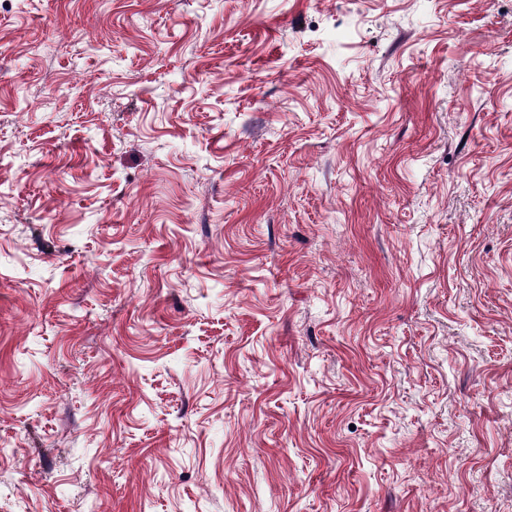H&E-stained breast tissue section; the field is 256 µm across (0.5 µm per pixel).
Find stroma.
I'll return each instance as SVG.
<instances>
[{
    "label": "stroma",
    "instance_id": "stroma-1",
    "mask_svg": "<svg viewBox=\"0 0 512 512\" xmlns=\"http://www.w3.org/2000/svg\"><path fill=\"white\" fill-rule=\"evenodd\" d=\"M0 512H512V0H0Z\"/></svg>",
    "mask_w": 512,
    "mask_h": 512
}]
</instances>
